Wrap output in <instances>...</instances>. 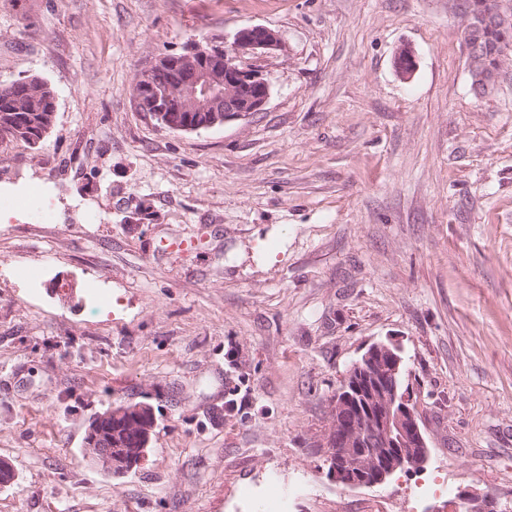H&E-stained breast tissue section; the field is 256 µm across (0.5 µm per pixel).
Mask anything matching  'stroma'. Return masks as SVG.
<instances>
[{
    "instance_id": "stroma-1",
    "label": "stroma",
    "mask_w": 512,
    "mask_h": 512,
    "mask_svg": "<svg viewBox=\"0 0 512 512\" xmlns=\"http://www.w3.org/2000/svg\"><path fill=\"white\" fill-rule=\"evenodd\" d=\"M465 22L463 0H0V83L57 101L42 145L0 143V194L42 190L0 211V512L512 503V61L475 95ZM248 25L285 45L252 59L264 111L181 132L138 110L141 68ZM376 342L429 454L356 489L317 444ZM135 403L146 458L107 472L88 422ZM432 512H507L499 502L491 497L478 496L469 489H461L453 499L448 500L441 509Z\"/></svg>"
}]
</instances>
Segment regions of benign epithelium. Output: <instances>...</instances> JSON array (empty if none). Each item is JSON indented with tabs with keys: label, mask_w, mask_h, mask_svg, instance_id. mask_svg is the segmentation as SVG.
Instances as JSON below:
<instances>
[{
	"label": "benign epithelium",
	"mask_w": 512,
	"mask_h": 512,
	"mask_svg": "<svg viewBox=\"0 0 512 512\" xmlns=\"http://www.w3.org/2000/svg\"><path fill=\"white\" fill-rule=\"evenodd\" d=\"M282 49L278 35L260 25L246 26L228 46L212 40L186 54H164L142 68L135 78L134 99L141 112L165 126L198 131L261 112L271 96L263 74L249 57ZM400 74L414 69L411 52L397 53ZM177 112H202L200 123L180 125ZM403 363L400 347L375 343L353 363L333 400L332 426L317 444L327 476L351 488L372 487L395 471H416L427 461L428 446L412 408L410 395L398 388L395 375ZM150 406L140 404L124 420L108 424L102 415L86 431V457L113 470H123L144 456L149 442ZM137 442L135 453L115 452L120 441ZM435 512H505L491 497L461 489Z\"/></svg>",
	"instance_id": "7a95c632"
}]
</instances>
